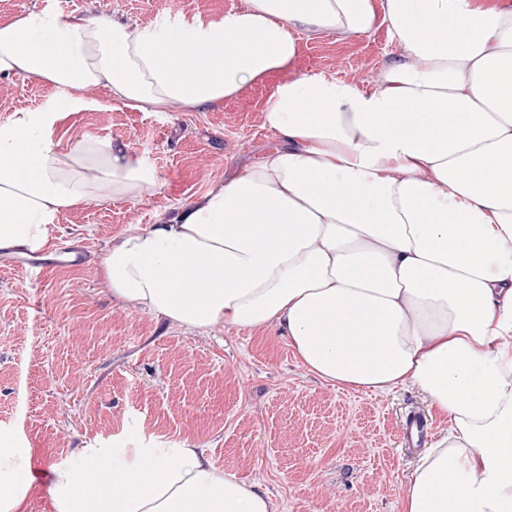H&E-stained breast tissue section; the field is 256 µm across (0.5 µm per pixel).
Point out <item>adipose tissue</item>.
Wrapping results in <instances>:
<instances>
[{
    "label": "adipose tissue",
    "instance_id": "1",
    "mask_svg": "<svg viewBox=\"0 0 512 512\" xmlns=\"http://www.w3.org/2000/svg\"><path fill=\"white\" fill-rule=\"evenodd\" d=\"M380 22L402 58L375 89L316 74L276 84L262 119L279 145L110 243L102 282L180 328H278L327 383L420 386L447 429L402 512H512V0H246L149 25L22 14L0 25V77L57 95L0 121V250L42 249L60 210L161 191L121 141H56L86 92L200 109L290 64L297 30L345 39ZM112 457L85 448L57 466L54 512H273L199 445L139 449L107 486ZM31 460L0 433V512H23Z\"/></svg>",
    "mask_w": 512,
    "mask_h": 512
}]
</instances>
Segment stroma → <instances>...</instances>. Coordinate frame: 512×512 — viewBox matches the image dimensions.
<instances>
[{"instance_id": "obj_1", "label": "stroma", "mask_w": 512, "mask_h": 512, "mask_svg": "<svg viewBox=\"0 0 512 512\" xmlns=\"http://www.w3.org/2000/svg\"><path fill=\"white\" fill-rule=\"evenodd\" d=\"M245 0H0V25L30 11L111 16L140 24L158 18L210 19ZM293 63L238 96L203 110L152 112L112 100L105 89L59 126L69 146L87 138L124 141L147 153L164 187L143 200L93 202L55 215L47 252L80 245L79 268H11L0 254V432L33 451V492L25 512H53L51 467L74 464L80 449L106 446L134 462L137 449L192 442L225 472L256 483L275 512H401L424 453L401 427L423 416L427 442L446 424L420 387L355 391L323 382L274 328L178 329L130 304L113 302L97 262L133 228L200 197L276 147L261 110L271 89L302 73L373 88L400 50L386 26L346 40L299 31ZM55 89L0 79V120L44 109ZM33 365L31 403L17 407V372Z\"/></svg>"}]
</instances>
